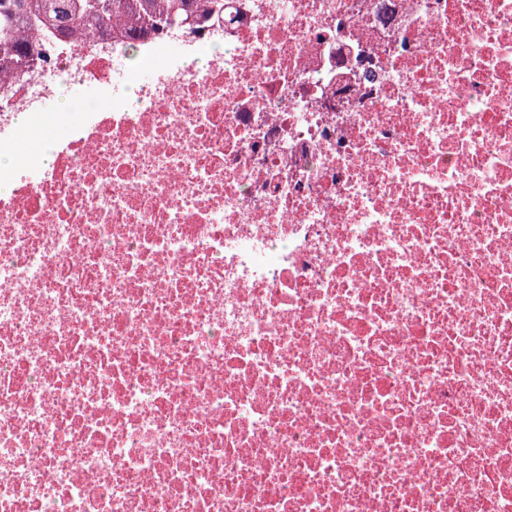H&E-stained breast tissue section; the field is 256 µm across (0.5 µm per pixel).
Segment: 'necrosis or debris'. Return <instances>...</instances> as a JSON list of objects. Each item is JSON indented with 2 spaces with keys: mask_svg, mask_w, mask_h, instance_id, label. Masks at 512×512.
I'll list each match as a JSON object with an SVG mask.
<instances>
[{
  "mask_svg": "<svg viewBox=\"0 0 512 512\" xmlns=\"http://www.w3.org/2000/svg\"><path fill=\"white\" fill-rule=\"evenodd\" d=\"M32 38L0 512H512V0ZM74 82L97 103L33 169L19 128Z\"/></svg>",
  "mask_w": 512,
  "mask_h": 512,
  "instance_id": "4bbe7bcc",
  "label": "necrosis or debris"
}]
</instances>
